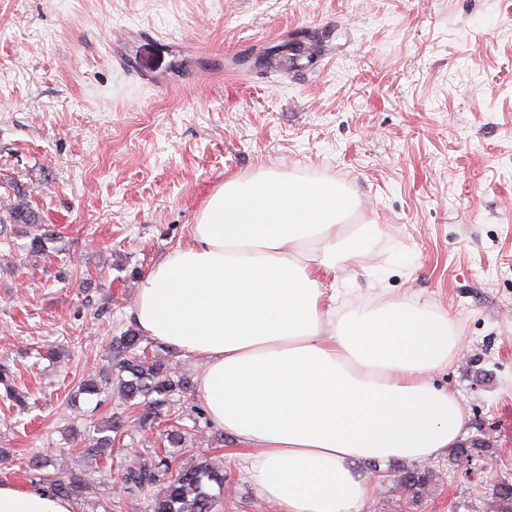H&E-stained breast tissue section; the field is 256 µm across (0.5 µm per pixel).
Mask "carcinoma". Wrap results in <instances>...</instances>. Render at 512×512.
<instances>
[{"label": "carcinoma", "instance_id": "1", "mask_svg": "<svg viewBox=\"0 0 512 512\" xmlns=\"http://www.w3.org/2000/svg\"><path fill=\"white\" fill-rule=\"evenodd\" d=\"M36 221V213L22 204L0 208V225L33 224ZM145 341V336L136 329H130L111 340L108 351L112 368L117 371L118 391L132 415L115 416L100 429L102 436L92 439L83 448V455H105L112 446L111 434H120L131 419L142 427L160 423L164 419L163 407L172 393L176 390L184 392L192 387L190 378L174 371L167 358L158 354L149 355L148 347L143 345ZM111 378L110 373L88 375L81 384L82 391L88 395H98ZM12 380L10 369L0 366V385L6 397L24 408L26 400L12 389ZM122 483L126 490L134 493L155 485L161 487V491L150 500L149 512H212L214 495L210 489L214 485L220 490L224 488V465L207 459L199 460L179 467L177 476L172 479L165 459L139 458L125 468ZM49 487L53 494L66 498L92 489L83 473L73 471L49 480ZM495 491L500 501L499 512H512V484L501 482L495 486Z\"/></svg>", "mask_w": 512, "mask_h": 512}]
</instances>
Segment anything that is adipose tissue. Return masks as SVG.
<instances>
[{"instance_id": "ef3b65f1", "label": "adipose tissue", "mask_w": 512, "mask_h": 512, "mask_svg": "<svg viewBox=\"0 0 512 512\" xmlns=\"http://www.w3.org/2000/svg\"><path fill=\"white\" fill-rule=\"evenodd\" d=\"M359 198L333 181L270 170L208 199L189 245L146 273L137 329L201 358L197 393L235 437L258 495L279 512H367L366 466L457 447L452 392L431 377L456 346L447 312L382 294L338 308L324 278L366 252ZM0 512H74L0 485Z\"/></svg>"}]
</instances>
